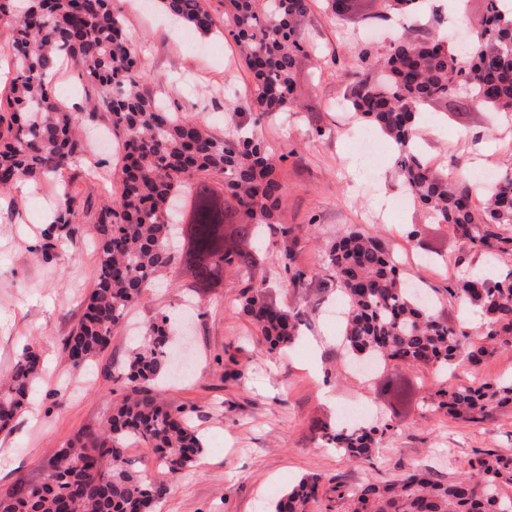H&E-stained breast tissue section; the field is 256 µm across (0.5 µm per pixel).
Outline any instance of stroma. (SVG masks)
<instances>
[{
    "label": "stroma",
    "instance_id": "1",
    "mask_svg": "<svg viewBox=\"0 0 512 512\" xmlns=\"http://www.w3.org/2000/svg\"><path fill=\"white\" fill-rule=\"evenodd\" d=\"M120 4L142 45L147 94L175 111L194 113L219 135L252 127L274 152L287 154L285 207L279 224L264 231L253 275L270 302L299 308L305 316L297 340L270 354L238 309L239 276L225 273L223 288L200 303L187 289L163 281L129 311L127 327L114 333L110 347L86 369L73 371L61 341L77 323L95 282L93 239L86 233L46 249L48 220L60 199L56 180L1 195L0 378L28 347L39 353L44 367L15 429L0 433V494L18 478L41 477L56 449L77 430L111 414L114 394L122 389L118 376L135 344L130 328L158 312L196 304L204 313L193 327L191 369L162 384L161 391L166 400L184 405L205 448L180 473L151 469L153 478L170 487L161 512H269L277 494L313 473L338 477V484L325 487V502L331 512H344L339 491L364 481H386L416 467L445 481L466 472L476 453L512 454V407L472 423L425 404L441 387L512 378V348L475 365L456 363L445 373L405 366L360 372L341 345L340 293L325 284V250L350 225L405 257L402 275L434 297L443 316L455 323L472 322L477 310L448 297L449 277L489 275L499 267L495 259L467 250L448 226L425 223L419 207L406 203L395 154H387L374 175L366 176L345 128L347 83L335 75L333 57L377 53L399 37L424 31L439 36L442 28L432 27L425 14L399 28L371 26L364 16L373 10L372 0L336 17L324 12L321 0H313L305 29L316 53L298 73L300 106L270 113L256 124L247 104L249 77L230 38L193 36L156 6L141 8L135 0ZM435 118L436 127L420 132L419 142L423 157L437 168L453 165L468 173L484 162L512 168V122L470 106L436 112ZM94 153L103 161L101 174H86L71 187L92 210L112 191V150L98 139ZM398 202L404 208L397 213ZM416 224L424 231L412 241L407 233ZM283 225L300 238L294 265L308 273L301 288L277 263ZM354 402L366 405L364 420L391 426L388 447L361 463L325 447L319 430L324 423L347 426L343 409Z\"/></svg>",
    "mask_w": 512,
    "mask_h": 512
}]
</instances>
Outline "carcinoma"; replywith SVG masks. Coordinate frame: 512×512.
<instances>
[{
  "label": "carcinoma",
  "mask_w": 512,
  "mask_h": 512,
  "mask_svg": "<svg viewBox=\"0 0 512 512\" xmlns=\"http://www.w3.org/2000/svg\"><path fill=\"white\" fill-rule=\"evenodd\" d=\"M191 32L225 31L250 78L254 122L296 104V77L314 45L302 28L311 0H155ZM423 0H378L366 15L386 22L420 14ZM0 22L11 31V78L0 91V192L21 180L62 177L63 205L56 224L71 240L84 234L70 191L89 144L84 123L103 126L125 147L113 172L116 192L94 214L97 275L83 313L63 338L74 371L83 370L111 344L127 309L167 276L185 281L200 297L224 287V272L243 278L239 300L267 352L294 340L302 312L268 302L253 279L257 239L265 224L279 223L285 203L284 154L272 152L251 131L219 136L189 112H171L144 92V68L126 17L115 0H0ZM476 47L429 34L393 42L365 70L369 52L349 64L346 100L396 149V171L431 224L447 225L471 252L503 266L479 280L459 276L448 295L478 309L474 326L450 323L422 289L404 282L381 242L356 226L345 228L327 253L330 281L343 294V341L353 354L407 366L446 369L479 362L512 348V171L497 172L475 204L478 185L448 180L418 153L425 110L448 109L463 89L467 99L512 115V0H484ZM70 60L84 78L90 112L62 106L45 82L46 70ZM220 178L216 187L211 178ZM231 197L236 206H224ZM172 317L162 314L142 328V340L121 372L126 390L98 426L79 429L54 454L55 468L38 481L17 480L0 495V512H160L169 486L150 481L125 449L136 443L164 468L190 467L204 443L183 408L165 404L155 383L168 371ZM42 374L40 355L26 348L0 381V431L23 414ZM512 404V383L486 381L439 388L429 405L467 422H481ZM324 445L353 463L367 461L390 439V426L354 429L321 426ZM472 472L446 482L422 469L380 484L366 481L348 493L347 512H512L499 493L512 484V455L480 452ZM335 478L302 477L279 494L273 512H320V489Z\"/></svg>",
  "instance_id": "obj_1"
}]
</instances>
